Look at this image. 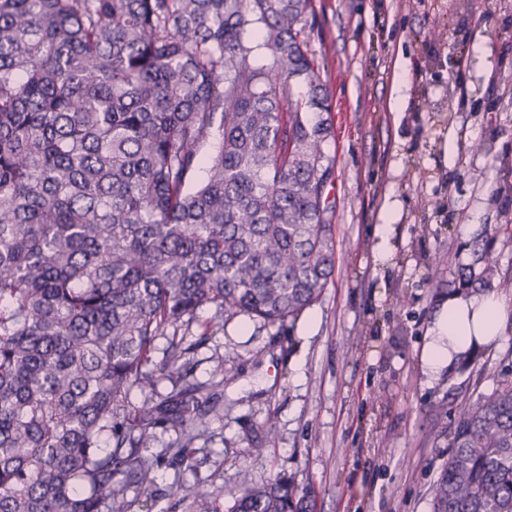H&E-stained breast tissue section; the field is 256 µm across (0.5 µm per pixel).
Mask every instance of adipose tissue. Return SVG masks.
Instances as JSON below:
<instances>
[{
  "label": "adipose tissue",
  "mask_w": 512,
  "mask_h": 512,
  "mask_svg": "<svg viewBox=\"0 0 512 512\" xmlns=\"http://www.w3.org/2000/svg\"><path fill=\"white\" fill-rule=\"evenodd\" d=\"M511 320L512 308L496 292L449 295L426 333L422 365L428 381H436L456 356L495 343Z\"/></svg>",
  "instance_id": "ef3b65f1"
}]
</instances>
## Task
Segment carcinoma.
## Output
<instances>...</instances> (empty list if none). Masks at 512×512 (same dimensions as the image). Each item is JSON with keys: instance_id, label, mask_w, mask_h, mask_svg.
Returning <instances> with one entry per match:
<instances>
[{"instance_id": "carcinoma-1", "label": "carcinoma", "mask_w": 512, "mask_h": 512, "mask_svg": "<svg viewBox=\"0 0 512 512\" xmlns=\"http://www.w3.org/2000/svg\"><path fill=\"white\" fill-rule=\"evenodd\" d=\"M311 14L313 0H0V512H132L130 484L154 496L138 449L163 425L192 466L224 384L195 379L178 333L206 308L282 330L321 298L336 161ZM497 185L512 193V161ZM455 284L509 291L512 276L487 260ZM163 379L169 395L118 420ZM315 507L283 475L230 512ZM431 512H512L508 376L458 408Z\"/></svg>"}]
</instances>
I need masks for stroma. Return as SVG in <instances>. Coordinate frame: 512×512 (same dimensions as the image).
I'll use <instances>...</instances> for the list:
<instances>
[{
  "mask_svg": "<svg viewBox=\"0 0 512 512\" xmlns=\"http://www.w3.org/2000/svg\"><path fill=\"white\" fill-rule=\"evenodd\" d=\"M315 7L310 48L336 157V270L308 310L316 327L222 326L201 312L186 336L194 376L223 361L224 404L192 466L171 458L176 432L156 428L144 451L155 495L129 489L132 512H196L199 490L228 512L243 484L279 475L313 489L317 512H431L456 409L512 373V330L467 370L430 384L421 368L425 330L477 235L512 273V195L496 191L499 161L512 158V82L497 78L512 64V0Z\"/></svg>",
  "mask_w": 512,
  "mask_h": 512,
  "instance_id": "1",
  "label": "stroma"
}]
</instances>
